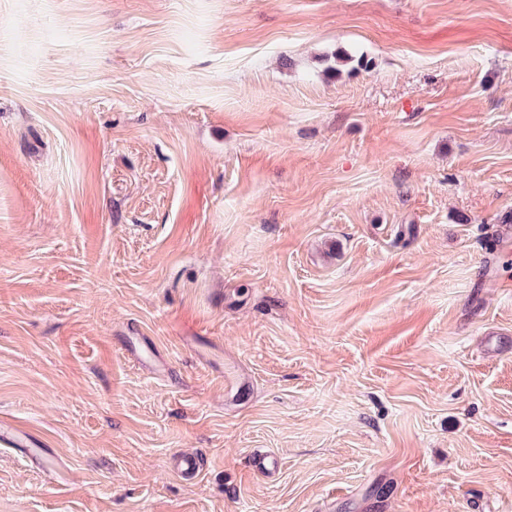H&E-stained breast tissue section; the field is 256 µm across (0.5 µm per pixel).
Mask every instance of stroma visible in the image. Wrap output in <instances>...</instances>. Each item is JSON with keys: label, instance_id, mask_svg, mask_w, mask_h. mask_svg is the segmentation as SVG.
Wrapping results in <instances>:
<instances>
[{"label": "stroma", "instance_id": "35a3bbf8", "mask_svg": "<svg viewBox=\"0 0 512 512\" xmlns=\"http://www.w3.org/2000/svg\"><path fill=\"white\" fill-rule=\"evenodd\" d=\"M505 224L512 0H0V512H504Z\"/></svg>", "mask_w": 512, "mask_h": 512}]
</instances>
